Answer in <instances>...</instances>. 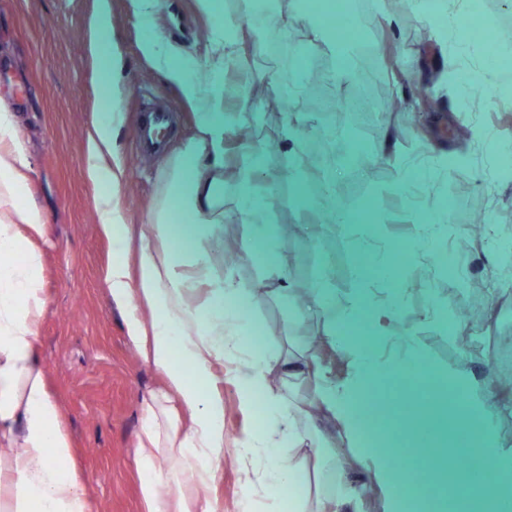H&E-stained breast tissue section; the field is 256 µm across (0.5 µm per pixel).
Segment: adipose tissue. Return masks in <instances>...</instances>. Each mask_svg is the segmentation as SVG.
Wrapping results in <instances>:
<instances>
[{"mask_svg":"<svg viewBox=\"0 0 512 512\" xmlns=\"http://www.w3.org/2000/svg\"><path fill=\"white\" fill-rule=\"evenodd\" d=\"M201 2L216 15L208 77L177 64L158 41L150 43L158 68L198 103L199 112L195 136L160 174L162 194L138 238L130 236L121 193L125 170L117 137L123 112L100 113L85 140L87 174L104 189L95 207L97 227L115 254L105 282L112 300L125 310L127 333L140 357L162 370L167 387L164 394L142 400L139 495L146 512H224L208 492L224 456V394L215 364L225 359L240 367L248 392L244 405L254 406V393H261L265 412L274 420L270 429L239 441L245 490L263 486L268 512H278L282 504L289 512H343L355 491L337 464L328 433L310 421L309 411L289 392L270 391L273 371L300 379L308 372L307 362L252 353L254 327L242 314L249 291L230 287L224 278L225 131L232 121L223 105L224 61L235 54L242 21L222 14L220 0ZM86 45L102 73L103 97L112 100L120 58L112 45L110 0H98ZM27 170L14 117L0 111V512H92L73 463L63 406L48 389L36 346V329L47 309L41 244L48 225L28 198ZM239 184L246 252L272 255L276 235L265 219V197L248 176H241ZM175 210L185 225L173 223ZM407 294L399 288L378 296L358 268L343 295L315 283L307 305L353 367L351 378L341 384L322 377L315 403L342 423L351 447L385 491V512H406L405 498L393 491L402 475L369 440L356 409L384 374L407 375L426 363L410 331L396 336L389 331ZM361 319L372 328V343L339 330ZM443 380L456 391L461 410L442 444L455 447V427L466 426L472 433L470 457L485 473L483 484H461L459 496L476 503L480 512H512V445L498 431L496 387L487 383L473 393L465 376L450 373ZM168 466L173 475L165 474Z\"/></svg>","mask_w":512,"mask_h":512,"instance_id":"adipose-tissue-1","label":"adipose tissue"}]
</instances>
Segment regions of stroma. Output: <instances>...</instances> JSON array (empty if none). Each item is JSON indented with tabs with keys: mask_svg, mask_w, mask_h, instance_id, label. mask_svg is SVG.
I'll list each match as a JSON object with an SVG mask.
<instances>
[{
	"mask_svg": "<svg viewBox=\"0 0 512 512\" xmlns=\"http://www.w3.org/2000/svg\"><path fill=\"white\" fill-rule=\"evenodd\" d=\"M265 23L244 29V49L224 69L232 90L228 111L253 128L263 157L254 179L269 204L272 225H294L278 236L272 259L243 253L225 257L224 269L251 291L243 313L269 344L290 354L306 351L318 370L339 382L352 374L348 360L323 337L314 316L297 317L275 294V269L290 288H308L326 276L335 293L351 286L357 266L371 269L380 294L413 285L393 333L411 331L429 374L448 370L482 382L486 365L500 359L512 340V110L497 96L503 74L494 59L503 40L492 18L512 17V0H446L443 13L397 7L394 0H355L354 27H342L313 0H265ZM112 39L123 66L114 75L116 104L125 115L118 138L126 168V221L146 223L162 191L159 174L195 133L196 108L167 74L154 66L148 43L160 38L187 67L208 73L215 16L199 0H163L150 22L133 13L130 0H111ZM96 0H0V61L13 76L0 82V108L15 113L16 131L30 167L29 194L46 213L43 286L48 309L39 329V351L48 383L63 403L76 447V467L94 512H145L138 496L137 437L143 397L164 387L160 370L143 361L126 332L122 308L111 300L104 276L113 258L99 234L94 204L98 185L85 175V132L105 111L101 76L86 48L69 35L87 36ZM359 42L376 61L342 71L339 49ZM305 55L322 78L330 111L307 105V74L295 66ZM162 99L176 116L164 156L140 155V111ZM468 131L458 139L457 129ZM342 141L352 162L334 168L293 171L291 153L327 135ZM415 171L412 192L401 186ZM336 181L338 206L358 215V228L372 231L371 251L356 250L346 228L332 226L316 237L308 225L312 203L327 178ZM486 225L467 251L465 277L450 274V223L464 235L472 212ZM391 254L393 273L371 268L372 250ZM484 288L480 327L460 346L446 318L456 317L471 288ZM234 364L224 366V461L210 490L224 512H238L244 486L237 462L238 438L267 421L241 404ZM336 455L347 466L357 498L355 512H383L384 492L374 488L344 439Z\"/></svg>",
	"mask_w": 512,
	"mask_h": 512,
	"instance_id": "stroma-1",
	"label": "stroma"
}]
</instances>
